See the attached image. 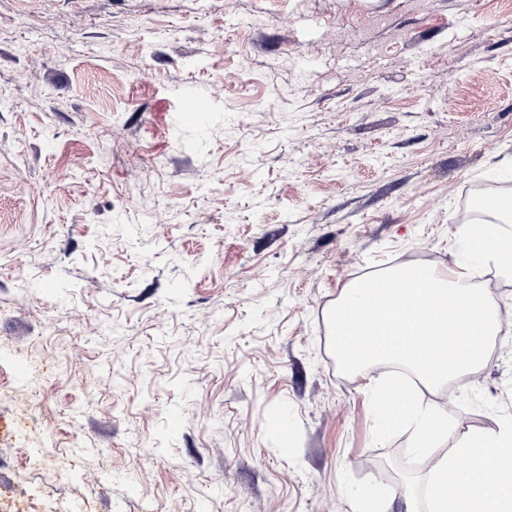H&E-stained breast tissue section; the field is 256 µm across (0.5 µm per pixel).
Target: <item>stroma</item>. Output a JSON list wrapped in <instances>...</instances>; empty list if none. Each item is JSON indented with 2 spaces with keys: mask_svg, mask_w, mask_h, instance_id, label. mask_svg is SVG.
<instances>
[{
  "mask_svg": "<svg viewBox=\"0 0 512 512\" xmlns=\"http://www.w3.org/2000/svg\"><path fill=\"white\" fill-rule=\"evenodd\" d=\"M501 182L512 0H0V512H411L387 369L341 374L327 313L456 267ZM477 281L492 353L420 388L431 459L500 429L463 389L512 414V280Z\"/></svg>",
  "mask_w": 512,
  "mask_h": 512,
  "instance_id": "35a3bbf8",
  "label": "stroma"
}]
</instances>
